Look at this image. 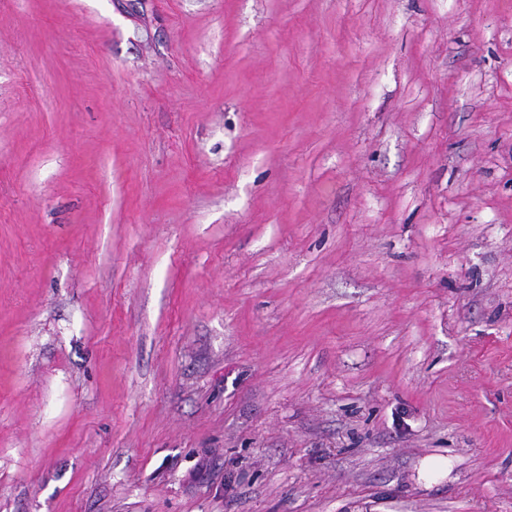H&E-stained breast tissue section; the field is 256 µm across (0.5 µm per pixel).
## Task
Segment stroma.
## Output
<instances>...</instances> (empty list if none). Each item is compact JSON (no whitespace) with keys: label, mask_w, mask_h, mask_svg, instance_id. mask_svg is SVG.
<instances>
[{"label":"stroma","mask_w":512,"mask_h":512,"mask_svg":"<svg viewBox=\"0 0 512 512\" xmlns=\"http://www.w3.org/2000/svg\"><path fill=\"white\" fill-rule=\"evenodd\" d=\"M0 512H512V0H0Z\"/></svg>","instance_id":"stroma-1"}]
</instances>
